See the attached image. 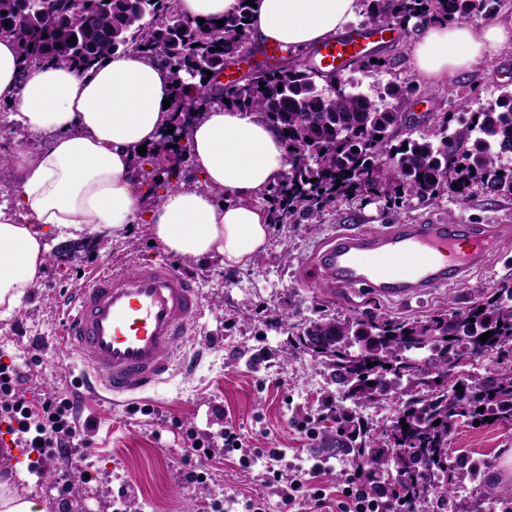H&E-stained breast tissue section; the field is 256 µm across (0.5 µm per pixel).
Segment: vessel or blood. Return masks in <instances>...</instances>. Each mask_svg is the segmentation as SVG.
Returning a JSON list of instances; mask_svg holds the SVG:
<instances>
[{"mask_svg":"<svg viewBox=\"0 0 512 512\" xmlns=\"http://www.w3.org/2000/svg\"><path fill=\"white\" fill-rule=\"evenodd\" d=\"M383 33L361 29L316 45L320 65L340 70L351 51L368 52ZM496 235L470 224H398L374 233H339L319 255V285L362 288L407 299L457 281L485 263ZM196 290L168 262L104 266L90 276L63 317L61 350L75 357L90 395L133 394L164 382L192 342Z\"/></svg>","mask_w":512,"mask_h":512,"instance_id":"b4317fda","label":"vessel or blood"}]
</instances>
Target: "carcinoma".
<instances>
[{
    "label": "carcinoma",
    "instance_id": "1",
    "mask_svg": "<svg viewBox=\"0 0 512 512\" xmlns=\"http://www.w3.org/2000/svg\"><path fill=\"white\" fill-rule=\"evenodd\" d=\"M237 2L219 25L182 15L175 0H112L111 10L96 14L90 13L86 0H61L56 20L35 26L19 21L26 0H0V35L14 38L27 67L70 59L90 68L129 48L172 69L176 104L227 103L262 114L282 134L288 154L282 180L265 192L271 224L317 220L352 196L383 200L395 209L415 200L435 201L447 192L464 200L476 187L512 198V167L500 165L503 156L512 154L511 90L484 112L435 114L431 134L408 136L396 145L398 133L406 128L400 104L417 93L405 81L388 82L375 100L357 91L344 73L326 72L308 54L290 48L274 65H257L246 76L215 88V77L203 75L192 60L207 53L216 65L238 63L252 42L246 23L252 6L247 0ZM486 2L360 0V6L363 26L400 30L401 36L390 43L406 50L425 26L470 20L481 14ZM76 37L87 52L78 59L73 58ZM391 66L375 52L352 60L347 69L364 72ZM164 146L162 138L141 160L152 166L141 169V176L154 191L168 185L170 176L181 177L178 163L154 165L155 151ZM485 332L491 336L483 342ZM296 343L325 360L343 399L355 404L404 393L391 384L397 376L413 391L425 379L443 384L455 379L446 364L450 357L463 360L476 350L512 353V272L466 309L450 304L438 315L412 322L386 316L323 319L311 322ZM409 345H425L439 358L420 364L407 355ZM487 416L512 425L511 364L478 376L451 399L446 391L426 399L409 396L381 437L362 444L352 438L351 449L376 470L393 463L398 475L395 496L416 502L436 491L447 493L454 482L481 478L463 460L448 463V432L461 418L482 423Z\"/></svg>",
    "mask_w": 512,
    "mask_h": 512
}]
</instances>
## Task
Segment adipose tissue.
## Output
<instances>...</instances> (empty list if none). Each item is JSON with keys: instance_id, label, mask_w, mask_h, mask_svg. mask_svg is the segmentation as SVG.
<instances>
[{"instance_id": "adipose-tissue-1", "label": "adipose tissue", "mask_w": 512, "mask_h": 512, "mask_svg": "<svg viewBox=\"0 0 512 512\" xmlns=\"http://www.w3.org/2000/svg\"><path fill=\"white\" fill-rule=\"evenodd\" d=\"M358 9L359 0H256L250 27L257 41L299 51L343 31ZM510 44L512 22L433 24L415 46V65L438 81ZM18 72L14 42L2 36L0 101L13 105L12 122L50 145L33 156L20 142L10 156L20 178L12 206L0 205V307H20L44 269L52 236L114 237L142 223L166 252L216 256L228 267L247 266L266 250L269 220L256 199L281 181L288 158L279 131L261 114L218 105L201 112L188 139L198 184L148 206L134 158L169 125V69L126 52L86 71L36 65L23 82Z\"/></svg>"}]
</instances>
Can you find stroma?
I'll use <instances>...</instances> for the list:
<instances>
[{
	"label": "stroma",
	"mask_w": 512,
	"mask_h": 512,
	"mask_svg": "<svg viewBox=\"0 0 512 512\" xmlns=\"http://www.w3.org/2000/svg\"><path fill=\"white\" fill-rule=\"evenodd\" d=\"M348 78L373 98L394 78L435 88V99L414 95L400 107L413 134L420 135L427 130L428 113L469 112L479 101L512 90V47L473 71L435 84L417 72L410 56L393 70L357 71ZM407 213L414 224L495 225L497 249L460 282L407 300H388L363 289L321 290L311 273L318 249L339 232L386 231L394 225L392 214L377 203H340L317 224L271 225L266 251L243 268H226L216 258L166 254L145 224L131 225L118 238L52 243V256L20 308L0 316V363L27 376L28 401L68 396L77 402V418L94 420L95 426L81 431L79 454L49 459L38 473L31 470L30 449H22L6 467L7 481L44 512H212L214 501L231 496L252 498L265 512H284L264 459L265 452L277 448L283 456L274 467L284 477L317 462L324 466L318 483L326 493L325 507L301 496L291 512H337L339 490L358 475L346 451L344 419L378 434L398 403L381 402L385 417L378 420L367 405L342 400L320 359L295 348L296 334L320 318L371 314L422 320L451 303L468 306L512 271V199L477 191L462 201L447 194L413 204ZM163 259L179 267L199 291L195 341L165 383L112 402L77 401L82 367L57 352L63 301L105 264L130 267ZM228 425L246 447L261 452V459L246 463L241 452L224 449L222 433ZM511 455L512 426L458 420L448 437V456L477 463L486 482L479 488L458 484L451 501L432 496L418 502L415 512H448L453 501L491 512L502 499H512ZM88 467L93 479L80 483L79 474ZM191 472L200 475V482L186 483ZM68 480L74 488L65 497L61 486Z\"/></svg>",
	"instance_id": "35a3bbf8"
}]
</instances>
